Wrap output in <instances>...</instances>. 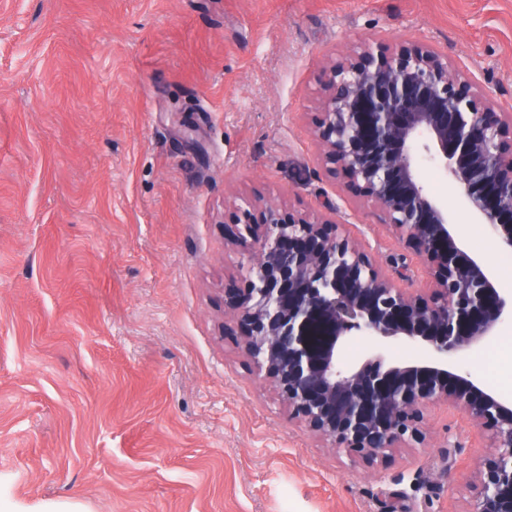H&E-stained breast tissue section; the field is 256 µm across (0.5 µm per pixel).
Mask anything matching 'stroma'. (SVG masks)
I'll use <instances>...</instances> for the list:
<instances>
[{
	"label": "stroma",
	"mask_w": 512,
	"mask_h": 512,
	"mask_svg": "<svg viewBox=\"0 0 512 512\" xmlns=\"http://www.w3.org/2000/svg\"><path fill=\"white\" fill-rule=\"evenodd\" d=\"M368 39L445 49L512 110V0H0V512H466L490 450L464 416L351 461L224 318L237 195L415 264L317 160L322 64ZM418 177L512 295L460 189ZM508 342L450 369L512 394Z\"/></svg>",
	"instance_id": "35a3bbf8"
}]
</instances>
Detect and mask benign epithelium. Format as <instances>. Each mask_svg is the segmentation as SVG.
<instances>
[{
  "mask_svg": "<svg viewBox=\"0 0 512 512\" xmlns=\"http://www.w3.org/2000/svg\"><path fill=\"white\" fill-rule=\"evenodd\" d=\"M323 69L318 160L362 193L419 268L388 273L320 211L241 196L230 240L245 284L230 308L241 347L288 414L353 461L426 448L428 410L460 412L493 449L466 512H512V399L448 370L512 319V298L417 175L422 150L462 190L474 223L512 249V112L496 111L475 79L424 43L363 41ZM355 333L373 348L343 364ZM395 341L420 358L395 363Z\"/></svg>",
  "mask_w": 512,
  "mask_h": 512,
  "instance_id": "benign-epithelium-1",
  "label": "benign epithelium"
}]
</instances>
